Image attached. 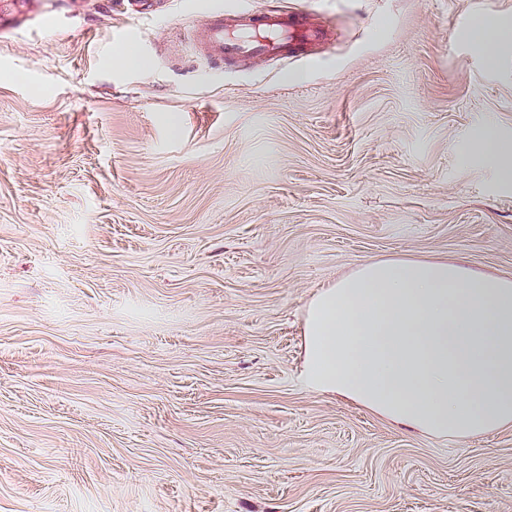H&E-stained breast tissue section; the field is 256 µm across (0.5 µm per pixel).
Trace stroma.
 <instances>
[{
	"label": "stroma",
	"instance_id": "1",
	"mask_svg": "<svg viewBox=\"0 0 512 512\" xmlns=\"http://www.w3.org/2000/svg\"><path fill=\"white\" fill-rule=\"evenodd\" d=\"M243 2L323 37L214 66ZM489 127L512 146V0H0V512H512V428L301 377L309 302L366 261L512 278ZM474 37L483 45L490 58H494L502 41V29L495 21H482L474 29Z\"/></svg>",
	"mask_w": 512,
	"mask_h": 512
}]
</instances>
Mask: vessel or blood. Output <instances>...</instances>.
Masks as SVG:
<instances>
[{
	"label": "vessel or blood",
	"instance_id": "1",
	"mask_svg": "<svg viewBox=\"0 0 512 512\" xmlns=\"http://www.w3.org/2000/svg\"><path fill=\"white\" fill-rule=\"evenodd\" d=\"M303 24L298 12L241 9L234 26H226L223 14H215L209 22L204 47L210 57L218 59L248 58L260 61L272 56L296 54L299 45L292 38Z\"/></svg>",
	"mask_w": 512,
	"mask_h": 512
}]
</instances>
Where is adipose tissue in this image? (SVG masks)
<instances>
[{"label":"adipose tissue","instance_id":"obj_1","mask_svg":"<svg viewBox=\"0 0 512 512\" xmlns=\"http://www.w3.org/2000/svg\"><path fill=\"white\" fill-rule=\"evenodd\" d=\"M304 337L316 391L432 434L512 426V278L372 261L314 296Z\"/></svg>","mask_w":512,"mask_h":512}]
</instances>
